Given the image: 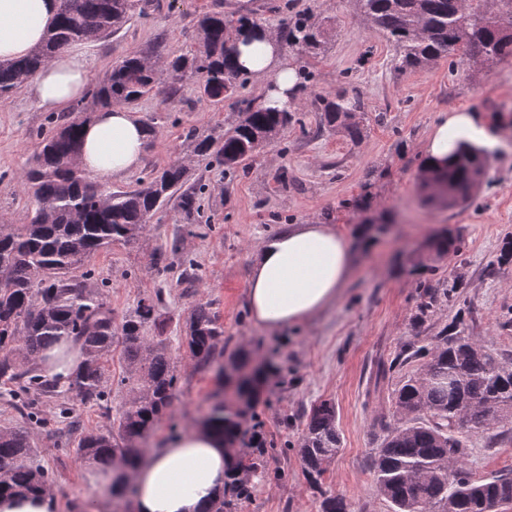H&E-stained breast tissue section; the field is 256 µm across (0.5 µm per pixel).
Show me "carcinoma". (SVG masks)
I'll return each mask as SVG.
<instances>
[{"label":"carcinoma","mask_w":512,"mask_h":512,"mask_svg":"<svg viewBox=\"0 0 512 512\" xmlns=\"http://www.w3.org/2000/svg\"><path fill=\"white\" fill-rule=\"evenodd\" d=\"M356 15L395 44L398 69H425L451 54L479 56L486 64L512 57V0H496L490 14L484 0H353ZM145 0H58V14L47 36L30 55L0 62V99L9 97L62 48L83 40L108 38L134 14L145 13ZM259 22L247 15L205 12L196 20V42L165 64L133 51L112 65L94 91L95 101L134 104L161 89L172 97L186 78L198 81L203 94L221 103L245 86L229 33ZM286 41L305 55L325 51L322 28L306 14L283 23ZM262 97L242 100L239 120L222 133H192L195 150L224 171L247 169L256 152L276 141L296 122L287 108L261 105ZM319 126L356 143L365 128L356 115L365 111L358 95L318 101ZM88 118L67 123L49 119L37 133L39 151L25 171L33 207L22 224H0V385L9 402L30 425L40 422V407L57 398L67 433L78 437L77 454L109 468L112 495L125 485L118 468L135 469L146 440L169 413L178 374L162 310L163 293L139 299L121 317L106 301L105 282L92 284L85 268L94 254L114 243H128L146 230L154 215L171 200L184 219L201 214L200 188L187 185V170L173 163L132 190L112 191L91 180L74 164ZM488 152L461 146L448 165L423 178L425 201L448 208L471 204L483 183ZM438 254L460 251V240L442 230L430 241ZM442 290L422 284L417 318L461 287ZM81 346L84 367L64 386L42 375L39 358L62 341ZM180 347L200 370H214V388L200 425L224 438L228 461L224 492L198 512H240L255 482L284 480L288 473L270 469V460L293 454L307 482L320 487L321 477L340 445L336 406L322 400L303 414L301 436L278 442L266 436L258 404L266 373L246 371L250 353L229 348L224 325L212 303L195 304ZM121 348L122 374L111 377L106 363ZM411 366L389 397L401 415L382 422L385 435L370 456L375 489L391 512H501L512 505V468L476 479L467 468V438L494 428L512 432V356L493 351L467 336L440 335L427 345L405 344L388 362L377 364L374 391L391 375ZM127 389L131 400L115 412L110 425L88 430L77 407L96 406L112 413V388ZM54 472L43 463L28 428L0 426V497L51 493ZM320 512H351L336 494L321 493Z\"/></svg>","instance_id":"1"}]
</instances>
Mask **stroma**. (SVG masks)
<instances>
[{
    "label": "stroma",
    "instance_id": "35a3bbf8",
    "mask_svg": "<svg viewBox=\"0 0 512 512\" xmlns=\"http://www.w3.org/2000/svg\"><path fill=\"white\" fill-rule=\"evenodd\" d=\"M204 11L247 14L276 30L291 11L330 21L327 50L310 60L314 78L296 97L299 121L254 158L248 173L228 175L197 155L187 134L229 126L238 98L262 95V85L248 81L238 97L216 104L187 80L171 99L157 95L131 105L140 122H154L156 133L141 166L107 180V187L134 189L148 174L184 162L190 183L204 188L201 222L187 223L176 205H168L138 240L113 245L87 265L107 281L106 298L119 315L144 295L163 290L174 339L182 335L191 306L211 302L232 345H246L253 359L272 363L288 379L287 388L271 386L263 394L266 430L274 438L293 441L302 431L298 424L282 427L283 417L324 399L335 402L342 443L320 488L307 483L292 456L287 480L258 484L241 512H319L324 491L343 496L352 512H389L369 468L384 435L379 419L392 413L388 394L371 392L377 362L392 358L402 344L444 330L512 354V326L502 325L512 309V263L497 262L503 243L512 239V158L492 160L477 199L466 208L427 205L420 181L422 146L443 113L491 114L499 105L512 107V59L474 72L449 71L444 58L428 69L398 71L393 46L358 19L351 0H158L116 35L94 41V79L132 51L160 59L180 54ZM339 94L360 95L366 104L367 132L359 143L318 128L314 99ZM47 118L24 91L0 101V221L22 223L32 207L22 175ZM311 222L348 237L356 269L336 303L311 321L278 334L258 329L246 308L252 250L289 225ZM442 227L459 237L461 253L439 258L427 249L429 236ZM172 242L181 257L194 261L193 289H186L180 265L165 269L156 263L157 249ZM425 265L434 270L432 282L459 280L463 286L420 322L415 315ZM176 362L180 381L172 414L190 429L213 383L188 359ZM64 430L57 403L50 400L31 438L56 473V512H88V503L107 493L109 476L75 451L58 452ZM469 448L474 477L512 465V436L492 447L487 435L477 434Z\"/></svg>",
    "mask_w": 512,
    "mask_h": 512
}]
</instances>
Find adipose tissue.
<instances>
[{
	"mask_svg": "<svg viewBox=\"0 0 512 512\" xmlns=\"http://www.w3.org/2000/svg\"><path fill=\"white\" fill-rule=\"evenodd\" d=\"M57 13V0H0V61L29 55ZM237 62L266 88L265 107L282 109L297 95L294 67L281 58L277 32L262 27L237 35ZM88 46H67L28 83L26 92L44 112H62L80 99L91 79ZM505 132L479 112L445 114L430 136L423 168L452 159L458 142L494 149ZM149 133L126 105L99 110L82 129L76 159L100 179L120 178L141 164ZM349 241L328 224H295L259 244L253 253L247 307L254 325L282 331L305 323L336 301L353 274ZM227 453L221 438L199 428L170 439L127 477L135 512H198L224 487Z\"/></svg>",
	"mask_w": 512,
	"mask_h": 512,
	"instance_id": "adipose-tissue-1",
	"label": "adipose tissue"
}]
</instances>
